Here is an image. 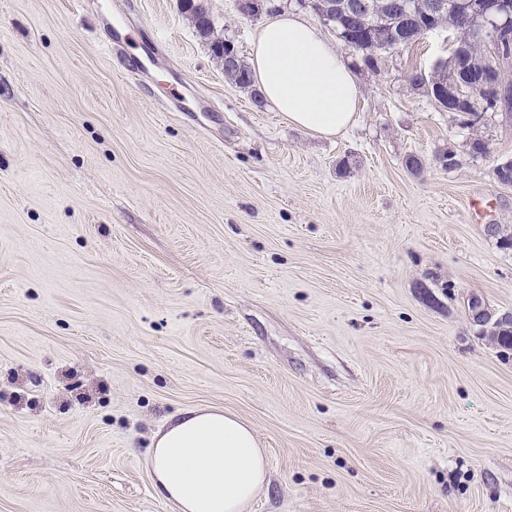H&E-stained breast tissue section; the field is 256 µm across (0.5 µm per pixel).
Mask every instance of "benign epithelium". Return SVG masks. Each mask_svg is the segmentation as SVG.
Here are the masks:
<instances>
[{
	"instance_id": "7a95c632",
	"label": "benign epithelium",
	"mask_w": 512,
	"mask_h": 512,
	"mask_svg": "<svg viewBox=\"0 0 512 512\" xmlns=\"http://www.w3.org/2000/svg\"><path fill=\"white\" fill-rule=\"evenodd\" d=\"M394 8L392 3H382L380 0H325L319 19L327 22L337 14L348 15L356 20L373 19L382 20L388 11ZM463 17L466 18V27L454 30L455 41L452 55H457L462 45L470 41V30L475 23L485 19V32L483 39L487 43L499 42L503 28L512 20V0H497L496 15L487 14L486 0H460ZM427 15L435 19V23L428 24L422 31L428 32L440 27L438 17L448 11L446 0H429ZM464 81L456 77L445 90L448 95V111L461 116L466 124L476 127L483 123L485 114L496 104V95L506 86L501 71L498 69H485L480 72L479 79L471 83L473 93L469 94L462 89Z\"/></svg>"
}]
</instances>
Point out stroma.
Returning a JSON list of instances; mask_svg holds the SVG:
<instances>
[{"label":"stroma","mask_w":512,"mask_h":512,"mask_svg":"<svg viewBox=\"0 0 512 512\" xmlns=\"http://www.w3.org/2000/svg\"><path fill=\"white\" fill-rule=\"evenodd\" d=\"M208 5L244 59L317 20ZM452 38L375 71L338 42L360 117L323 139L226 80L180 0H0V512H177L150 448L195 406L266 450L245 512H512V351L469 307L512 311V116L412 90Z\"/></svg>","instance_id":"35a3bbf8"}]
</instances>
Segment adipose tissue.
<instances>
[{"label":"adipose tissue","mask_w":512,"mask_h":512,"mask_svg":"<svg viewBox=\"0 0 512 512\" xmlns=\"http://www.w3.org/2000/svg\"><path fill=\"white\" fill-rule=\"evenodd\" d=\"M250 67L264 100L316 136L342 135L357 119L359 83L336 46L304 18L284 13L265 24ZM152 484L177 512H244L268 479L252 427L210 406L181 411L158 431Z\"/></svg>","instance_id":"adipose-tissue-1"}]
</instances>
